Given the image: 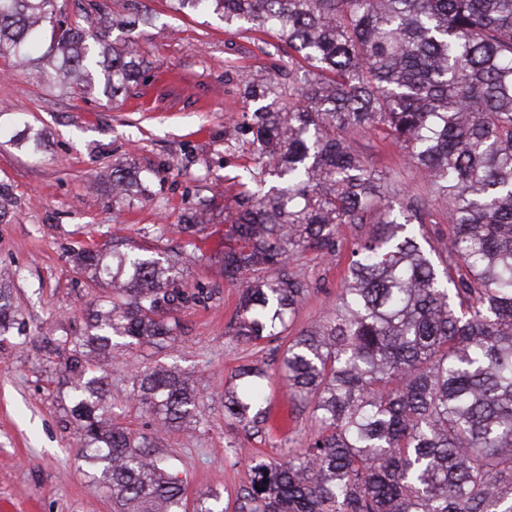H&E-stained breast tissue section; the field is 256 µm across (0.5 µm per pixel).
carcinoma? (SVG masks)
<instances>
[{
  "label": "carcinoma",
  "mask_w": 512,
  "mask_h": 512,
  "mask_svg": "<svg viewBox=\"0 0 512 512\" xmlns=\"http://www.w3.org/2000/svg\"><path fill=\"white\" fill-rule=\"evenodd\" d=\"M57 0H0V57L41 80L118 101L145 70L134 43L106 27L57 16ZM224 24L274 30L294 51L288 82L246 90L260 159L279 184L240 202L222 237L224 280L242 282L238 342L285 340L279 378L313 406L319 431L276 463L257 460L238 512H512V0H174ZM303 71V82L295 73ZM18 145L42 152L45 134L18 112ZM372 129L406 151L430 199L391 182L348 136ZM112 195L143 180L114 167ZM434 201L452 231L448 259L428 247ZM374 220L354 244L336 303L288 335L310 292L290 269L308 251L333 259L340 224ZM204 212L181 225L187 246ZM74 267L111 288L70 341L68 417L84 460L115 512H187L170 459L105 417L103 363L112 348L183 339L179 312L211 288L179 286L180 255L81 245ZM0 273V335L20 324ZM137 400L155 431L197 418L203 394L176 367L138 370ZM270 375L243 364L224 393V418L269 434ZM193 512H224L209 491Z\"/></svg>",
  "instance_id": "carcinoma-1"
}]
</instances>
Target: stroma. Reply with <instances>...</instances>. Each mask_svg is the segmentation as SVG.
<instances>
[{
  "mask_svg": "<svg viewBox=\"0 0 512 512\" xmlns=\"http://www.w3.org/2000/svg\"><path fill=\"white\" fill-rule=\"evenodd\" d=\"M70 21L101 15L118 19L139 12L150 24L132 34L149 69L125 101L66 93L37 82L0 58V122L23 111L46 134L41 157L29 156L9 135L0 136V184L14 199L0 219V269L15 271L11 284L21 324L0 336V512H113L111 498L94 479L67 421L71 388L64 374L65 351L53 339L82 335L103 298L102 288L76 270L72 248H101L121 238L130 247L156 252L184 249L179 224L205 210L212 236L181 269L185 287L215 289L203 306L182 311L186 338L167 348L115 347L107 367L112 391L109 415L136 433L154 425L136 400L137 369L178 367L205 376L204 402L195 429L170 432L158 441L175 456L189 499L219 492L234 512L250 482L252 457L281 461L303 447L317 427L311 408L295 405L288 390L271 382L273 413L287 414L288 426L250 436L224 418V389L242 364L276 369L282 342L250 346L233 340L239 288L225 281L216 254L218 236L238 207L242 177L261 164L244 113L258 108L243 90L253 80L288 67L292 52L273 34L226 28L213 14L174 11L168 0H59ZM352 146L388 171L396 188L422 187L404 152L377 136L360 134ZM123 164L144 180V192L113 200L107 181ZM367 224H343L342 252L328 261L314 253L294 268L311 285L296 311L302 330L336 302L349 252L368 236Z\"/></svg>",
  "mask_w": 512,
  "mask_h": 512,
  "instance_id": "obj_1",
  "label": "stroma"
}]
</instances>
